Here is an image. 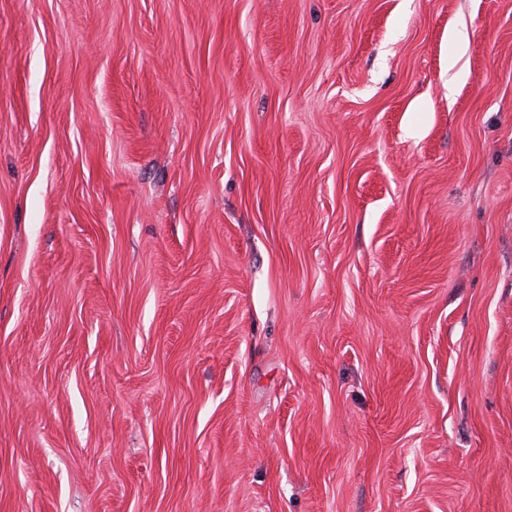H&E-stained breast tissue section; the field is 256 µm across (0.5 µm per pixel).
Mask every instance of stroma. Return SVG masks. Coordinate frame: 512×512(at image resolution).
I'll list each match as a JSON object with an SVG mask.
<instances>
[{
	"instance_id": "1",
	"label": "stroma",
	"mask_w": 512,
	"mask_h": 512,
	"mask_svg": "<svg viewBox=\"0 0 512 512\" xmlns=\"http://www.w3.org/2000/svg\"><path fill=\"white\" fill-rule=\"evenodd\" d=\"M0 512H512V0H0Z\"/></svg>"
}]
</instances>
